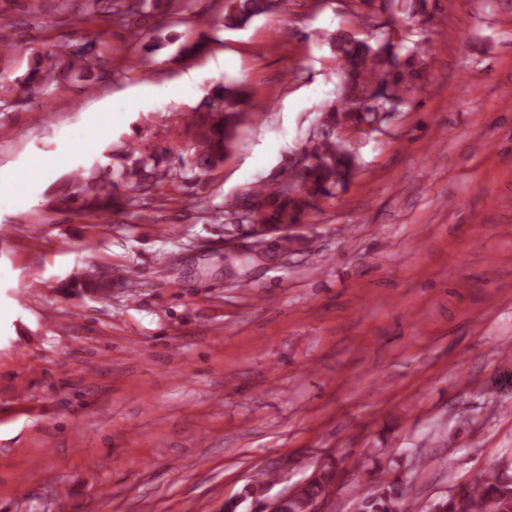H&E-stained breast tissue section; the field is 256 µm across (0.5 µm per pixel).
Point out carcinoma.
<instances>
[{"label": "carcinoma", "instance_id": "1", "mask_svg": "<svg viewBox=\"0 0 512 512\" xmlns=\"http://www.w3.org/2000/svg\"><path fill=\"white\" fill-rule=\"evenodd\" d=\"M173 0H112V10L105 16L109 23L128 27L145 8L167 7L172 15ZM230 6L216 25L230 30L243 29L255 17L271 7L272 0H229ZM345 74L337 88L338 97L322 108L320 135H311L305 148V163L300 169L288 167L278 185L253 186L249 191L224 204V216L231 220L242 209L258 224H299L306 211L322 199H333L336 191L345 189L354 174L355 156L335 129L346 123L354 126L364 120L384 118L407 104L421 81L425 68L418 46L407 47L391 41L373 43L345 35H327ZM206 48L204 36L183 43L181 54L188 59L201 55ZM100 54L90 44L74 50L54 45L38 50L32 57L28 73L15 84L21 90L36 85L63 87L68 82L92 77L101 68ZM249 92L233 82L213 84L207 99L191 114L183 116L192 142L189 160L178 157L180 176L208 171L224 162L234 139L236 126L244 115ZM89 167H79L58 186V198L66 202H82V207L98 218L109 217L119 208L121 198L115 195L119 186L132 184L139 188L158 185L161 178L135 159L130 166L116 168L110 163L112 153L103 155ZM336 463L325 461L315 479L302 486L298 494L283 502L281 512H308L310 502L320 497L336 481ZM375 488L357 498L359 512H404L408 489L387 473L374 480ZM446 512H512V473L505 466L485 470L466 487L463 505L457 506L453 496L444 501Z\"/></svg>", "mask_w": 512, "mask_h": 512}]
</instances>
